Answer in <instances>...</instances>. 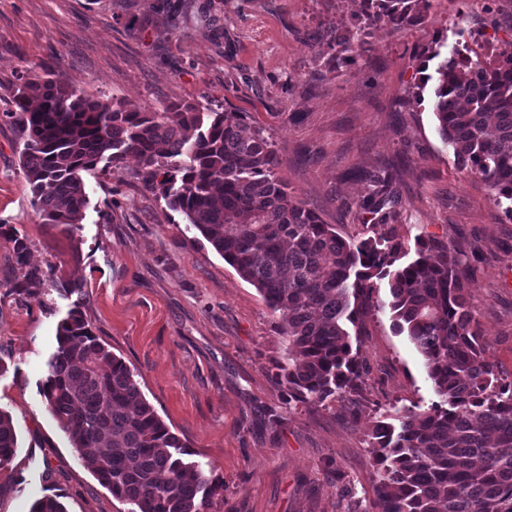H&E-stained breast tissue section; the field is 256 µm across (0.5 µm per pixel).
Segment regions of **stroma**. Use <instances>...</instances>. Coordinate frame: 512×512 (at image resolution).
<instances>
[{
    "label": "stroma",
    "mask_w": 512,
    "mask_h": 512,
    "mask_svg": "<svg viewBox=\"0 0 512 512\" xmlns=\"http://www.w3.org/2000/svg\"><path fill=\"white\" fill-rule=\"evenodd\" d=\"M449 0L423 21L362 32L360 0H191L170 24L168 0H0V112L17 75L51 76L76 92L157 110L248 112L279 150V176L346 238H375L358 203V170L387 169L402 204L400 234L463 243L481 258L471 303L488 356L512 381V220L461 174L429 103L413 93L421 53L448 35ZM355 47L336 58L331 37ZM301 121H292V114ZM24 147L0 121V224L28 239L45 285L10 293L22 270L0 239V411L18 436L0 465V512H31L54 496L66 512H128L80 459L40 387L72 309L136 374L145 398L223 481L205 512H369L377 466L369 435L393 409L437 396L388 308L366 320L367 372L357 393L288 409L274 382L285 354L278 316L257 289L137 178L138 159L87 175L88 204L72 231L44 223L20 164ZM358 417H351L350 408ZM283 413L276 430L260 422Z\"/></svg>",
    "instance_id": "1"
}]
</instances>
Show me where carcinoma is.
<instances>
[{
    "label": "carcinoma",
    "mask_w": 512,
    "mask_h": 512,
    "mask_svg": "<svg viewBox=\"0 0 512 512\" xmlns=\"http://www.w3.org/2000/svg\"><path fill=\"white\" fill-rule=\"evenodd\" d=\"M365 25L400 27L423 18L430 0H362ZM453 50L436 68L431 106L460 173L480 180L512 220V44L465 62ZM1 113L24 141L21 167L36 212L70 230L88 203L86 174L119 168L129 156L149 190L187 219L278 314L286 341L275 380L285 404L323 406L355 392L366 371L364 321L388 291L395 331L425 360L441 401L395 410L376 421L370 448L378 467L375 512H512V383L498 377L468 292L479 253L395 221L389 176L366 175L359 208L388 227L377 238L346 239L295 198L277 170L278 151L238 113L171 103L130 111L76 93L48 76L17 77ZM16 263L26 236L0 224ZM42 272L28 269L12 292L34 297ZM42 395L81 459L129 512H205L224 483L162 421L135 373L91 330L78 309L58 327ZM11 417L0 411V465L15 454ZM31 512H65L43 496Z\"/></svg>",
    "instance_id": "carcinoma-1"
}]
</instances>
